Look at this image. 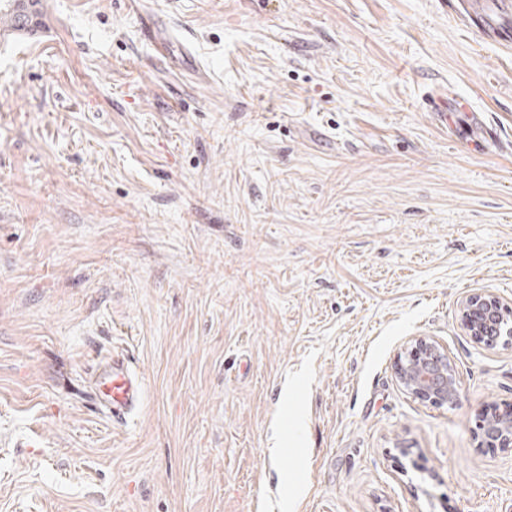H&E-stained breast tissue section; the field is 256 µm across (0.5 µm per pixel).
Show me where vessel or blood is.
<instances>
[{"label": "vessel or blood", "instance_id": "obj_1", "mask_svg": "<svg viewBox=\"0 0 512 512\" xmlns=\"http://www.w3.org/2000/svg\"><path fill=\"white\" fill-rule=\"evenodd\" d=\"M461 21L487 42L512 43V0H462ZM102 411L119 421L140 404L142 387L127 358L120 354L100 361L91 376Z\"/></svg>", "mask_w": 512, "mask_h": 512}]
</instances>
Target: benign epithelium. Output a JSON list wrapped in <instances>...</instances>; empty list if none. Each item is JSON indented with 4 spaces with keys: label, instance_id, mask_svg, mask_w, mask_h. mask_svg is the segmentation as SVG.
<instances>
[{
    "label": "benign epithelium",
    "instance_id": "benign-epithelium-1",
    "mask_svg": "<svg viewBox=\"0 0 512 512\" xmlns=\"http://www.w3.org/2000/svg\"><path fill=\"white\" fill-rule=\"evenodd\" d=\"M461 320L470 340L486 349L499 346L503 337L512 338L506 315L512 308L489 290L468 293L458 300ZM395 376L413 397L434 405H455L460 396L448 352L433 337L416 335L397 354ZM475 437L482 448L512 450V403L482 409L477 416Z\"/></svg>",
    "mask_w": 512,
    "mask_h": 512
}]
</instances>
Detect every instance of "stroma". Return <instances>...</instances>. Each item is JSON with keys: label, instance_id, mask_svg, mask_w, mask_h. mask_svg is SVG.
<instances>
[{"label": "stroma", "instance_id": "obj_1", "mask_svg": "<svg viewBox=\"0 0 512 512\" xmlns=\"http://www.w3.org/2000/svg\"><path fill=\"white\" fill-rule=\"evenodd\" d=\"M42 2L0 37V512H512V345L457 306L512 304V48L450 0ZM419 334L457 405L397 383ZM461 320L466 335L477 346L493 350L502 342L503 336L512 338V326L504 316L511 307L489 290L468 293L458 300ZM505 326V327H504ZM507 326V327H506ZM91 384L99 407L113 421L126 420L140 404L142 387L124 355L112 354L100 361ZM475 437L482 448L512 451V403L483 408L477 416Z\"/></svg>", "mask_w": 512, "mask_h": 512}]
</instances>
